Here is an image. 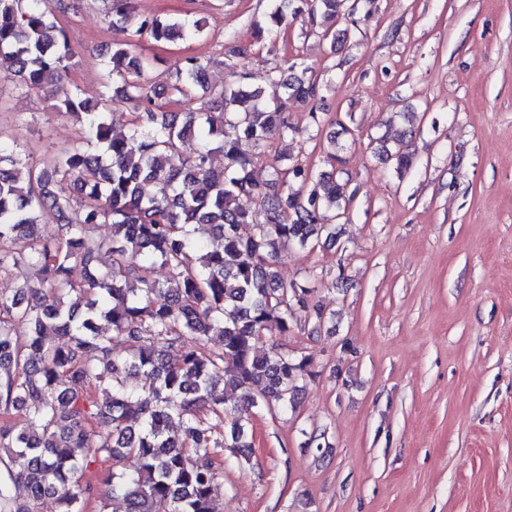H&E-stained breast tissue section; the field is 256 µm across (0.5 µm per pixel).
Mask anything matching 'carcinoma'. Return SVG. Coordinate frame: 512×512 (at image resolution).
Returning <instances> with one entry per match:
<instances>
[{"label": "carcinoma", "mask_w": 512, "mask_h": 512, "mask_svg": "<svg viewBox=\"0 0 512 512\" xmlns=\"http://www.w3.org/2000/svg\"><path fill=\"white\" fill-rule=\"evenodd\" d=\"M129 2L112 0L109 23L123 32ZM46 4L0 0V68L27 92L68 71L73 57ZM356 9L349 0H269L258 39H276L305 11L309 34L331 56L347 37L336 18ZM201 33L186 18L152 17L114 44L112 97L141 107L127 130H112L97 105L60 87L57 109L85 120L86 142L40 162L0 140V274L22 278L14 294H0V512H36L47 497L59 512H86L92 502L106 512L110 500L121 502L120 512H154L157 502L169 512H219L211 449L247 461L251 409L276 415L299 406L297 382L311 374L312 358L291 355L276 338L265 349L259 343L289 335L298 308L319 326L326 321L311 289L283 282L276 265L281 250L318 246L349 221L336 177L343 145L327 139L329 172L289 166L279 155L271 178L254 180L256 160L239 141L295 132L288 105L317 98L316 83L293 65L273 71L264 87L243 74L213 98L208 61L187 57L166 94L199 106L161 111L160 93L140 80L145 61L128 46L144 34L173 42ZM408 135L399 131L386 154L399 176L413 163ZM216 149L224 152L219 171ZM146 184L154 195L144 196ZM242 196L257 208H241ZM47 199L60 216L51 239L37 227ZM97 224L112 225L110 243L90 234ZM198 224L210 225L223 248L196 241ZM243 224L253 225L248 238L239 234ZM144 264L160 265L166 279L127 287ZM107 327L125 353L114 352ZM188 336L195 345H185ZM175 346L180 354L171 359ZM222 386L240 392L229 409ZM17 484L28 501L12 498Z\"/></svg>", "instance_id": "obj_1"}]
</instances>
